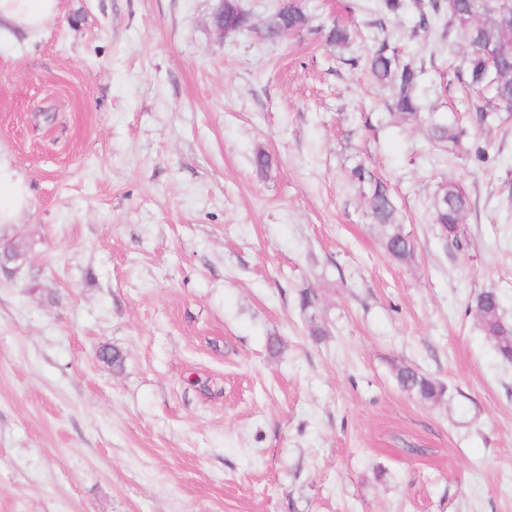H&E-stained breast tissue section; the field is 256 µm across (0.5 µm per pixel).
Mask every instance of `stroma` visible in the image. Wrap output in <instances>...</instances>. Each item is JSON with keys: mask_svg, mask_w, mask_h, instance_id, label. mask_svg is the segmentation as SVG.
<instances>
[{"mask_svg": "<svg viewBox=\"0 0 512 512\" xmlns=\"http://www.w3.org/2000/svg\"><path fill=\"white\" fill-rule=\"evenodd\" d=\"M279 3L221 36L216 0H60L0 43V157L31 189L0 226V512H512V363L467 309L492 288L512 322V119L470 125L462 32L406 10L385 31L422 112L493 161L440 150L367 70L377 0H303L308 31L270 39ZM451 181L461 249L432 221ZM348 177L358 188L367 189L364 194L367 213L373 223L380 227L387 253L398 261L411 258L415 250L414 241L404 231L403 224L398 222L396 206L386 185L361 164L353 167ZM396 379L399 387L422 401L433 402L445 394V387L439 381L429 378L412 367L402 366L397 370Z\"/></svg>", "mask_w": 512, "mask_h": 512, "instance_id": "obj_1", "label": "stroma"}]
</instances>
